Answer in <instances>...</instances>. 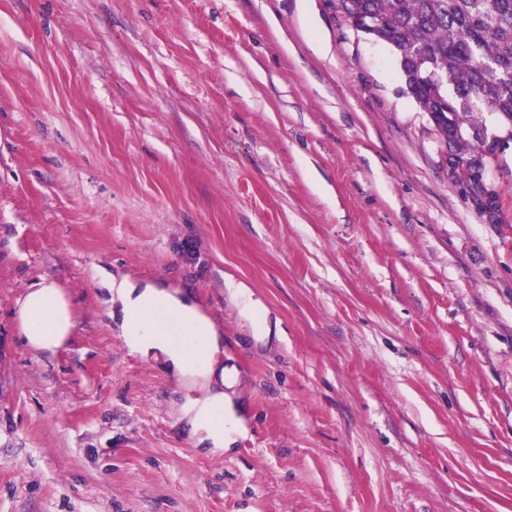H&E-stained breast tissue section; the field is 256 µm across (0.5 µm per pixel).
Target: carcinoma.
Listing matches in <instances>:
<instances>
[{"label":"carcinoma","mask_w":512,"mask_h":512,"mask_svg":"<svg viewBox=\"0 0 512 512\" xmlns=\"http://www.w3.org/2000/svg\"><path fill=\"white\" fill-rule=\"evenodd\" d=\"M343 8L392 48L408 94L452 149L453 178L493 214L499 192L472 176L468 154L476 144L493 156L501 143L484 110L512 128V0H343Z\"/></svg>","instance_id":"obj_1"}]
</instances>
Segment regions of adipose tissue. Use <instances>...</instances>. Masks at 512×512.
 <instances>
[{
    "label": "adipose tissue",
    "mask_w": 512,
    "mask_h": 512,
    "mask_svg": "<svg viewBox=\"0 0 512 512\" xmlns=\"http://www.w3.org/2000/svg\"><path fill=\"white\" fill-rule=\"evenodd\" d=\"M110 315L119 317L120 337L135 355L163 358L189 383L216 375L219 333L211 319L180 292L153 283L107 278ZM16 317L28 348L52 353L70 337L75 322L71 303L59 284L43 279L16 301ZM198 442L224 448L234 441L240 423L224 409V394L206 391L183 407Z\"/></svg>",
    "instance_id": "1"
}]
</instances>
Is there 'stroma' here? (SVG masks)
<instances>
[{"label":"stroma","mask_w":512,"mask_h":512,"mask_svg":"<svg viewBox=\"0 0 512 512\" xmlns=\"http://www.w3.org/2000/svg\"><path fill=\"white\" fill-rule=\"evenodd\" d=\"M470 156L495 214L341 0H0V512H512V146ZM101 270L214 322L229 448ZM16 317L27 347L38 353H54L69 339L75 325L65 292L47 278L17 299Z\"/></svg>","instance_id":"35a3bbf8"}]
</instances>
